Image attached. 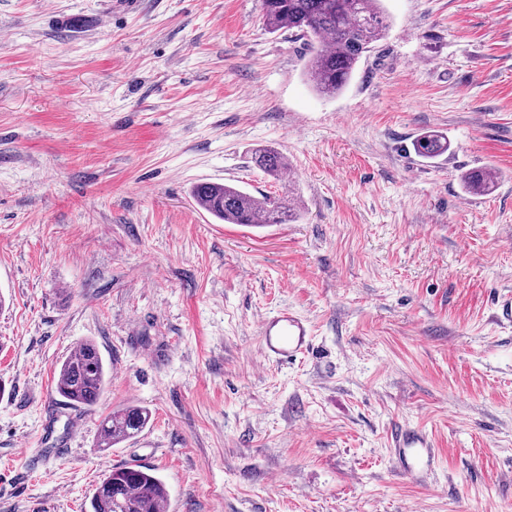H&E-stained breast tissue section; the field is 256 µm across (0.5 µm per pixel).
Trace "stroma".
Instances as JSON below:
<instances>
[{
    "mask_svg": "<svg viewBox=\"0 0 512 512\" xmlns=\"http://www.w3.org/2000/svg\"><path fill=\"white\" fill-rule=\"evenodd\" d=\"M382 5L328 98L262 0H0V512H82L125 464L169 512H512V0ZM57 13L105 25L66 36ZM429 130L451 143L433 161ZM486 166L496 190L465 193ZM206 181L297 217L223 223ZM283 310L311 330L287 361L259 336ZM85 340L110 376L90 409L54 389ZM128 406L150 424L99 447ZM398 421L435 442L414 480ZM412 147L414 152L426 160H434L450 150L447 135L431 130L418 135ZM254 163L268 176L280 179L288 167V159L275 149H260L254 154Z\"/></svg>",
    "mask_w": 512,
    "mask_h": 512,
    "instance_id": "stroma-1",
    "label": "stroma"
}]
</instances>
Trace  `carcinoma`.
Listing matches in <instances>:
<instances>
[{"mask_svg": "<svg viewBox=\"0 0 512 512\" xmlns=\"http://www.w3.org/2000/svg\"><path fill=\"white\" fill-rule=\"evenodd\" d=\"M263 23L276 33L286 29L310 43L305 76L320 95L334 96L350 81L362 55L373 48L387 28L380 0H263ZM414 152L434 160L450 150L448 136L435 130L418 135ZM254 163L279 179L288 159L275 149H260ZM497 180L495 170L475 169L461 176L470 194H486ZM195 202L226 224H286L291 208L264 196L260 199L235 185L201 182L191 190ZM56 393L73 406L98 403L107 383V369L97 345L80 342L56 367ZM146 407H129L108 415L101 424L99 442L112 448L140 433L149 423ZM169 493L156 473L145 467L122 465L97 484L87 512H167Z\"/></svg>", "mask_w": 512, "mask_h": 512, "instance_id": "cac0c4a2", "label": "carcinoma"}]
</instances>
